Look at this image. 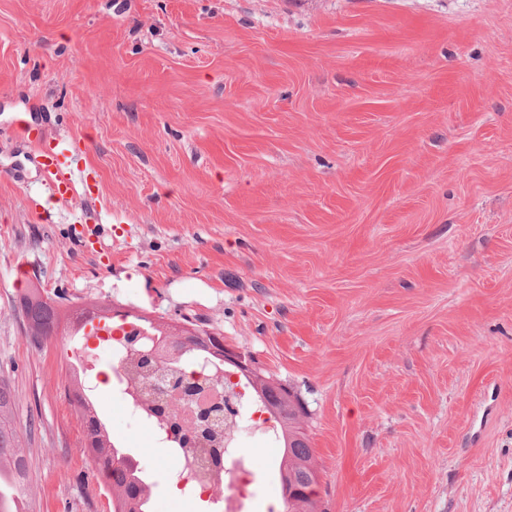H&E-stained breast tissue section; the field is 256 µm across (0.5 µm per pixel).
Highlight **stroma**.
Instances as JSON below:
<instances>
[{"mask_svg":"<svg viewBox=\"0 0 512 512\" xmlns=\"http://www.w3.org/2000/svg\"><path fill=\"white\" fill-rule=\"evenodd\" d=\"M76 145L54 193L18 136ZM33 287L223 337L303 400L322 512H512V0H0V382L26 512H110ZM150 476L165 451L98 402ZM282 512L281 451L243 434Z\"/></svg>","mask_w":512,"mask_h":512,"instance_id":"1","label":"stroma"}]
</instances>
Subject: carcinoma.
<instances>
[{
	"label": "carcinoma",
	"instance_id": "1",
	"mask_svg": "<svg viewBox=\"0 0 512 512\" xmlns=\"http://www.w3.org/2000/svg\"><path fill=\"white\" fill-rule=\"evenodd\" d=\"M27 332L36 345L63 331L73 335L79 316L93 309L112 312V306L99 302L63 307V301L38 289H30L20 298ZM173 349L180 353L178 362L186 357L210 358L213 350H224V337H190L186 340L169 333ZM83 371L69 370L65 375L68 398L83 426L87 447L112 495V512H148L145 501L151 498L152 484L141 466L133 465L132 457L116 445L109 435L93 402L84 395ZM256 398L276 421L283 455L279 464L285 512H318V500L303 492L302 476L313 469V448L310 439L299 437L296 416H306L301 398L288 386L263 371H255L249 380ZM15 401L10 390L0 383V501L4 497L25 494L28 469L16 446Z\"/></svg>",
	"mask_w": 512,
	"mask_h": 512
}]
</instances>
